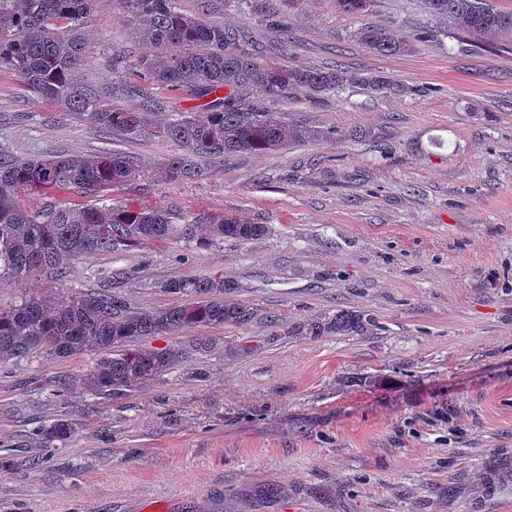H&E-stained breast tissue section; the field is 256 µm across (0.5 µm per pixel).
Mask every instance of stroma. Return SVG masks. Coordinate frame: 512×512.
Returning <instances> with one entry per match:
<instances>
[{
  "mask_svg": "<svg viewBox=\"0 0 512 512\" xmlns=\"http://www.w3.org/2000/svg\"><path fill=\"white\" fill-rule=\"evenodd\" d=\"M273 5L287 36L229 7L214 17L253 27L260 63L342 67L353 79L335 96L276 104L324 137L204 159L197 180L161 179L171 142L113 141L0 73V145L13 153L117 148L145 175L113 190V204L269 228L247 242L100 252L24 289L0 281L2 308L115 279L145 310L177 303L166 281L224 278L255 311L249 324L209 329L206 352L185 331L145 339L181 349L179 363L109 400L79 383L93 353L0 366V512H512V479L485 490L494 468L512 465V53L474 43L418 0H373L357 16L336 0ZM397 18L408 51L378 55L355 36ZM422 26L434 37L415 38ZM86 34L85 83L105 103L138 107L112 95L113 52H140L119 6L96 9ZM377 76L388 89L373 90ZM339 309L373 324L359 336L283 333ZM57 419L72 435L39 447L37 428ZM268 484L277 498H261Z\"/></svg>",
  "mask_w": 512,
  "mask_h": 512,
  "instance_id": "stroma-1",
  "label": "stroma"
}]
</instances>
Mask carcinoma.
<instances>
[{
    "mask_svg": "<svg viewBox=\"0 0 512 512\" xmlns=\"http://www.w3.org/2000/svg\"><path fill=\"white\" fill-rule=\"evenodd\" d=\"M241 13H260L288 35V25L267 0H228ZM372 0H336L345 13L360 15ZM475 42L489 39L512 50V12L494 0H423ZM127 14L144 52L131 60L112 54L115 92L142 99L141 108L107 107L80 80L87 61L84 28L104 0H0V71L20 75L28 90L60 111L108 129L122 139H163L179 152L163 164L166 181L198 179L207 174L198 158L278 151L325 135L292 122L267 104L296 93H334L342 73L261 65L252 31L213 22L203 14L179 9L177 0H115ZM358 40L370 51L392 55L409 46L394 22L363 26ZM158 86L184 92L203 104L156 122L159 103L144 94ZM137 158L118 151L96 155L21 158L0 147V278L19 287L38 275L63 278L71 263L101 251L130 250L150 242L195 243L249 241L264 236V224L222 213L182 215L143 204L98 205L112 188L144 175ZM78 194L93 199L66 206L60 198ZM165 291L181 301L152 310H134L109 289L67 297L28 295L9 309L0 308V365L39 353L66 359L85 352L101 357L82 375L83 389L110 398L133 391L169 371L179 352L132 348L148 336H172L200 327L245 325L254 318L249 306L232 299L236 284L222 279L181 278ZM372 318L361 311L338 310L296 324L288 334L318 338L361 335ZM72 433L66 420L42 426L43 448L63 444Z\"/></svg>",
    "mask_w": 512,
    "mask_h": 512,
    "instance_id": "obj_1",
    "label": "carcinoma"
}]
</instances>
